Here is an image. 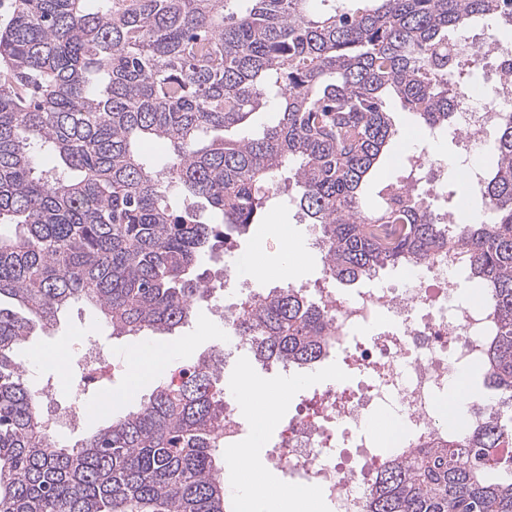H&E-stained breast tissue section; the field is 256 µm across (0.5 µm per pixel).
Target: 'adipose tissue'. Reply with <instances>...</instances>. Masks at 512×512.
Here are the masks:
<instances>
[{"label":"adipose tissue","instance_id":"1","mask_svg":"<svg viewBox=\"0 0 512 512\" xmlns=\"http://www.w3.org/2000/svg\"><path fill=\"white\" fill-rule=\"evenodd\" d=\"M239 385L244 397V412L262 407L270 422L275 420L296 389L295 383L287 380L273 384L258 381L246 367L240 370ZM264 436V431H256L247 446L224 451L229 474L246 484L243 512H328L324 499L312 491L277 490L274 476L262 468L257 456Z\"/></svg>","mask_w":512,"mask_h":512}]
</instances>
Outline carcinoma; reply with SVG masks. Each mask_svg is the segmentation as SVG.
Masks as SVG:
<instances>
[{"mask_svg": "<svg viewBox=\"0 0 512 512\" xmlns=\"http://www.w3.org/2000/svg\"><path fill=\"white\" fill-rule=\"evenodd\" d=\"M11 0L0 23V512H228L224 387L210 354L73 444L54 439L13 348L94 307L112 335L172 333L210 300L205 259L245 234L293 172L329 280L353 285L446 251L494 335L470 367L512 409V112L482 164L483 215L456 223L411 202L366 207L397 134L392 92L422 130L455 133L476 59L449 45L492 21L512 47V0ZM276 109L258 135L228 136ZM164 144L167 162L144 156ZM329 321L285 284L239 335L258 361L311 368ZM512 417L389 449L365 512H512Z\"/></svg>", "mask_w": 512, "mask_h": 512, "instance_id": "carcinoma-1", "label": "carcinoma"}]
</instances>
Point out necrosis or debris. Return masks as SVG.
<instances>
[{
    "label": "necrosis or debris",
    "mask_w": 512,
    "mask_h": 512,
    "mask_svg": "<svg viewBox=\"0 0 512 512\" xmlns=\"http://www.w3.org/2000/svg\"><path fill=\"white\" fill-rule=\"evenodd\" d=\"M487 39L483 30L467 42L481 52L482 76L493 95L454 106L465 154L487 139L500 107L512 103V71L503 67L507 56L488 47ZM404 275V287L360 288L349 295L313 289L301 278L293 282L315 294L330 316L324 358H340L357 376L349 385L340 379L314 390L312 408L284 424L268 458L286 473L289 490L318 489L332 512L364 510L378 467L368 415L376 409L393 413L394 447L411 446L437 429L439 398L449 378L482 356L492 329L487 308L458 300L465 282L456 255L405 267Z\"/></svg>",
    "instance_id": "1"
}]
</instances>
